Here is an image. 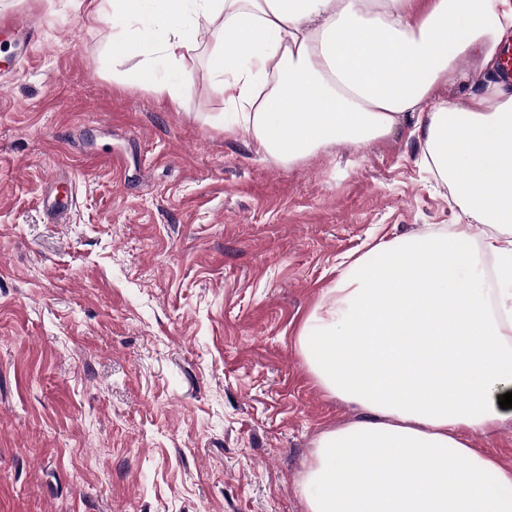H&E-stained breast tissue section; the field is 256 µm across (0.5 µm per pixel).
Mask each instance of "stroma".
<instances>
[{"label":"stroma","instance_id":"1","mask_svg":"<svg viewBox=\"0 0 512 512\" xmlns=\"http://www.w3.org/2000/svg\"><path fill=\"white\" fill-rule=\"evenodd\" d=\"M9 15L40 37L0 70V512H305L315 440L363 413L310 377L301 323L368 244L463 221L413 122L264 160L206 62L175 105L88 0ZM483 78L467 56L436 93Z\"/></svg>","mask_w":512,"mask_h":512}]
</instances>
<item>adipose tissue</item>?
I'll return each mask as SVG.
<instances>
[{
  "instance_id": "1",
  "label": "adipose tissue",
  "mask_w": 512,
  "mask_h": 512,
  "mask_svg": "<svg viewBox=\"0 0 512 512\" xmlns=\"http://www.w3.org/2000/svg\"><path fill=\"white\" fill-rule=\"evenodd\" d=\"M121 60L146 39L170 68L140 83L179 103L197 51L263 156L292 163L413 120L423 160L465 223L376 244L347 262L296 347L315 382L366 416L323 432L306 512H512V466L472 448L512 391V92L487 80L451 105L436 89L473 54L494 67L512 0H98ZM500 286L488 291L482 256Z\"/></svg>"
}]
</instances>
